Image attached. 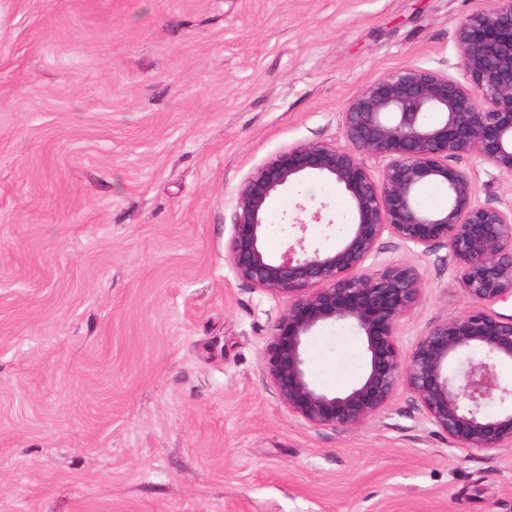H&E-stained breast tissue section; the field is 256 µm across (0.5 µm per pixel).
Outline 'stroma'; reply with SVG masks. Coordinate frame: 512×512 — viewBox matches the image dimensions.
Segmentation results:
<instances>
[{
	"mask_svg": "<svg viewBox=\"0 0 512 512\" xmlns=\"http://www.w3.org/2000/svg\"><path fill=\"white\" fill-rule=\"evenodd\" d=\"M490 0H0V512H512V450H449L398 392L355 429L280 403L263 352L287 299L225 246L243 181L275 154L345 146L340 114L406 67L461 77L456 31ZM480 199L512 175L463 154ZM353 222L336 183L273 195ZM415 265L409 348L464 313L448 249ZM314 383L360 376L347 324L306 343Z\"/></svg>",
	"mask_w": 512,
	"mask_h": 512,
	"instance_id": "1",
	"label": "stroma"
}]
</instances>
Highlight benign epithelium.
Returning a JSON list of instances; mask_svg holds the SVG:
<instances>
[{
    "label": "benign epithelium",
    "mask_w": 512,
    "mask_h": 512,
    "mask_svg": "<svg viewBox=\"0 0 512 512\" xmlns=\"http://www.w3.org/2000/svg\"><path fill=\"white\" fill-rule=\"evenodd\" d=\"M463 79L404 68L353 98L340 122L347 146L309 142L282 151L242 183L227 256L239 280L288 297L263 352V369L288 412L310 427L356 428L404 391L448 436L449 447L512 449V388L497 364L512 362V205L478 199L463 171L448 164L473 154L512 174V0H494L456 32ZM436 112L440 120L429 122ZM384 161L374 176L364 157ZM304 177L341 187L354 222L333 250H308L300 236L278 257L265 245L269 199ZM430 181L448 189V206L427 212L416 195ZM429 253L448 247L452 280L470 308L426 329L408 350L397 334L421 295L411 264L365 272L384 233ZM354 326L365 342L361 376L343 392L318 388L305 357L309 336L330 323ZM499 402L493 415L486 407Z\"/></svg>",
    "instance_id": "benign-epithelium-1"
}]
</instances>
